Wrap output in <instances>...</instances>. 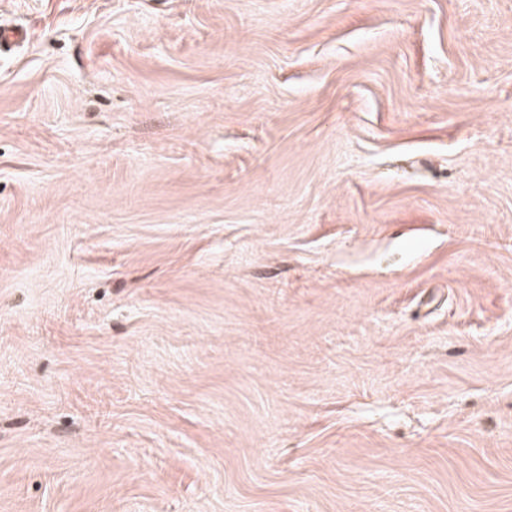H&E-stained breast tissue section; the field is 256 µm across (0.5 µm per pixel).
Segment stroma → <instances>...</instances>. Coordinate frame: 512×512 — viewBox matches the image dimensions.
<instances>
[{"label": "stroma", "instance_id": "stroma-1", "mask_svg": "<svg viewBox=\"0 0 512 512\" xmlns=\"http://www.w3.org/2000/svg\"><path fill=\"white\" fill-rule=\"evenodd\" d=\"M0 18V512H512V0Z\"/></svg>", "mask_w": 512, "mask_h": 512}]
</instances>
